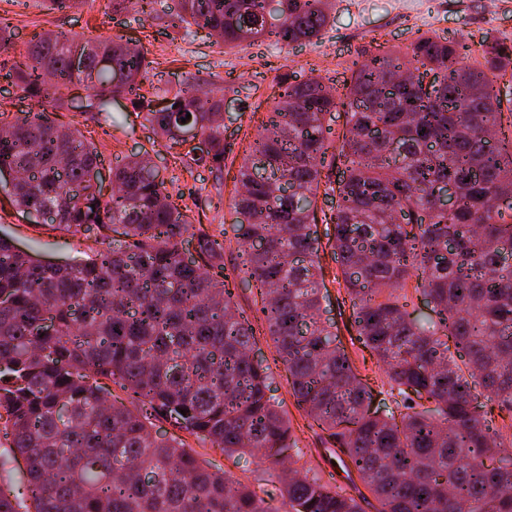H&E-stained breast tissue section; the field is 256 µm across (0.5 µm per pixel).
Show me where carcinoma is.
<instances>
[{
    "label": "carcinoma",
    "mask_w": 512,
    "mask_h": 512,
    "mask_svg": "<svg viewBox=\"0 0 512 512\" xmlns=\"http://www.w3.org/2000/svg\"><path fill=\"white\" fill-rule=\"evenodd\" d=\"M179 0L181 24L226 45L268 33L311 41L326 0ZM471 48L421 35L401 53L353 62L345 100L317 79L285 83L235 177L232 223L238 265L224 266L225 240L195 227L139 156L112 169V186L86 178L103 162L75 126L46 107L88 91L85 108L106 112L116 93L170 149L194 128L206 144L186 152L224 168L223 100L192 83L168 98L140 94L150 61L117 41L45 31L27 42L13 78L41 110L0 124V173L26 179L8 195L75 232L112 233L80 263L43 264L0 238V431L23 461L21 491L0 487V512H275L249 486L212 470L179 437L153 432L170 420L228 455L266 465L284 512H363L345 488L312 468L284 470L303 449L272 400L269 366L253 363L254 322L265 326L310 426L327 433L376 501V512H512V149L499 136L502 99L491 75L512 66V45ZM109 56L112 66L98 67ZM435 74L429 89L400 72ZM344 107L347 132L334 152L327 134ZM186 122H181V119ZM450 182L457 204L436 207ZM338 197L331 259L350 302V341L376 359L391 406L372 410L323 312L320 185ZM196 242L197 259L183 246ZM255 290L249 318L235 279ZM430 304L420 316L409 282ZM50 318L54 333L36 336ZM117 387L112 394L105 383ZM484 401H478L477 389ZM186 414H181V411Z\"/></svg>",
    "instance_id": "1"
}]
</instances>
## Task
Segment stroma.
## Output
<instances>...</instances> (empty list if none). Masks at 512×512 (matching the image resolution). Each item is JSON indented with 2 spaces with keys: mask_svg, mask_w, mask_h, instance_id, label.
<instances>
[{
  "mask_svg": "<svg viewBox=\"0 0 512 512\" xmlns=\"http://www.w3.org/2000/svg\"><path fill=\"white\" fill-rule=\"evenodd\" d=\"M178 0H160L157 11L146 17L136 11L135 0H84L79 9L57 12L44 0H0V16L8 18L24 48L34 33L64 31L101 39L123 38L141 48L151 66L142 80V92H175L190 81L201 90L224 99V170L206 166L186 168L176 150L166 148L144 113L134 111L128 99L115 100L111 111L97 114L75 108L54 112L57 121L77 122L85 138L101 153L100 178L111 181L112 167L135 154L149 153L164 180L167 193L181 199L193 224L212 234H226L224 261L237 259L234 237L228 236L234 220V178L249 155L250 145L266 112L280 92L281 80L323 78L333 92L345 91L353 60L370 52L374 42L406 51L421 34L462 37L480 59L483 41L512 42V0H331L329 19L312 41L288 46L262 39L249 44H216L207 31L174 26ZM14 52L0 53V115L11 119L30 111L32 103L9 75ZM0 237L20 251L45 263H80L93 258L98 241L87 233L52 229L49 218H36L15 207L0 190ZM326 316L334 321L341 339L347 340L350 314L338 265L324 259ZM257 348L273 376L272 395L289 421L308 466L333 475L348 485L346 469L334 463L318 432L308 427L305 413L294 402L284 368L273 343L257 331ZM186 449L202 464L230 472L245 484H264L259 459L247 455L225 458L220 451L194 438Z\"/></svg>",
  "mask_w": 512,
  "mask_h": 512,
  "instance_id": "1",
  "label": "stroma"
}]
</instances>
